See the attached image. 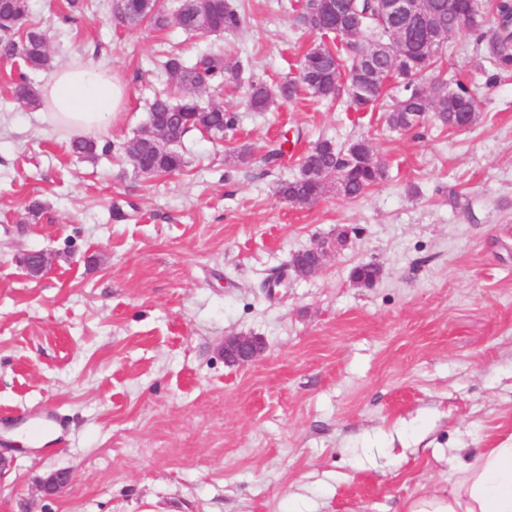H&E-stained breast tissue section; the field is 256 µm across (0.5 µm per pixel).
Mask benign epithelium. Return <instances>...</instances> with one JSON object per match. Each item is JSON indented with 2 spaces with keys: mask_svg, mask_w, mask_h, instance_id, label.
I'll return each mask as SVG.
<instances>
[{
  "mask_svg": "<svg viewBox=\"0 0 512 512\" xmlns=\"http://www.w3.org/2000/svg\"><path fill=\"white\" fill-rule=\"evenodd\" d=\"M386 14L402 20V29L398 43L403 54L398 61H411L419 65L420 61L435 52V38L431 33L429 21L423 10V0H382ZM336 251V244L324 240L314 242L307 252L316 257L313 264L293 266L299 277H308L320 270L328 254ZM20 265L28 272L42 274L48 266L47 254L43 251H27L19 259ZM263 351L261 341L246 336H230L224 339V357L240 365L249 364ZM71 481V473L57 470L49 473L42 481V490L47 496L57 494Z\"/></svg>",
  "mask_w": 512,
  "mask_h": 512,
  "instance_id": "obj_1",
  "label": "benign epithelium"
}]
</instances>
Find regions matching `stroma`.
Here are the masks:
<instances>
[{
	"instance_id": "35a3bbf8",
	"label": "stroma",
	"mask_w": 512,
	"mask_h": 512,
	"mask_svg": "<svg viewBox=\"0 0 512 512\" xmlns=\"http://www.w3.org/2000/svg\"><path fill=\"white\" fill-rule=\"evenodd\" d=\"M294 2L241 0L239 30L197 36L120 24L111 0L67 23L66 0H30L55 67H112L126 103L95 135L117 152L77 158L65 128L13 102L19 63L0 58V512H407L512 435V74L475 35H451L418 79L477 94L462 132L304 94L257 112L228 84L202 100L235 130L189 133L180 171L146 178L120 151L170 84L168 51L221 48L254 79L297 78L321 37ZM285 136L287 159L267 162ZM357 137L386 165L363 197L279 198L312 143ZM33 203L38 223H19ZM340 227L345 247L291 273ZM26 250L50 256L43 275L17 263ZM364 262L382 268L369 288L351 277ZM228 336L264 350L228 364ZM49 412L52 449L32 438ZM55 470L72 480L44 496ZM337 242L333 244H329L327 241L318 240L314 242L309 248L305 249V251L316 257V262L314 264H300L293 266V270L295 274L299 277H308L313 273L320 270L324 259L328 254L336 252Z\"/></svg>"
}]
</instances>
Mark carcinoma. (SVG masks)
I'll use <instances>...</instances> for the list:
<instances>
[{"mask_svg":"<svg viewBox=\"0 0 512 512\" xmlns=\"http://www.w3.org/2000/svg\"><path fill=\"white\" fill-rule=\"evenodd\" d=\"M340 18H326L318 0H300L297 21L305 29L323 37L334 34L350 37L345 50L349 64L341 63L339 47L320 43L310 48L300 63L299 76L270 87L263 82L248 84L249 102L253 109H268L274 97L291 100L302 90L323 100L346 98L355 112L373 111L383 91L372 79L376 71L396 66L399 47L394 41L398 26L378 14L375 0H338ZM434 31L457 32L455 10L448 0H425ZM497 24L488 26L484 13L477 10L474 0L462 5L476 11L477 20L468 31L484 46V55L502 71H512V0H496L492 4ZM116 19L126 26L147 23L155 28L177 25L187 33L206 34L233 32L244 22V15L233 0H178L175 10L167 13L153 5L142 13L128 12L117 3L111 4ZM374 36L380 51L366 64L354 37ZM0 55L18 57L24 70L19 72L12 87L14 100L22 105H38V92L30 75L48 73L53 58L44 30L30 20L29 0H0ZM173 85L169 93L156 97L150 105L148 120L136 137L126 146L134 171L142 176H160L180 170L186 161L179 151L178 141L196 130L222 136L234 128L235 116L219 104L203 105L197 93L224 88V80L237 79L241 66H229L221 50L200 54L187 64L179 55L165 62ZM450 131H463L473 126L479 117L478 102L470 90L459 84L454 97H448V83L439 80L428 94L413 90L397 100L388 111L387 122L394 128L409 129L420 125L427 115ZM71 150L87 159H94L111 149L110 144L98 146L94 140L76 138ZM385 177L383 164L374 157L371 145L364 138L338 147L328 139L313 143L300 162L298 173L280 183L276 193L290 204H302L312 197L333 189L346 199L362 197Z\"/></svg>","mask_w":512,"mask_h":512,"instance_id":"carcinoma-1","label":"carcinoma"}]
</instances>
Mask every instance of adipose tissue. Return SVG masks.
I'll use <instances>...</instances> for the list:
<instances>
[{
  "label": "adipose tissue",
  "mask_w": 512,
  "mask_h": 512,
  "mask_svg": "<svg viewBox=\"0 0 512 512\" xmlns=\"http://www.w3.org/2000/svg\"><path fill=\"white\" fill-rule=\"evenodd\" d=\"M39 94L50 121L78 134L96 133L125 105L123 86L104 65L58 69ZM410 512H512V436L462 464L447 496L422 498Z\"/></svg>",
  "instance_id": "obj_1"
}]
</instances>
